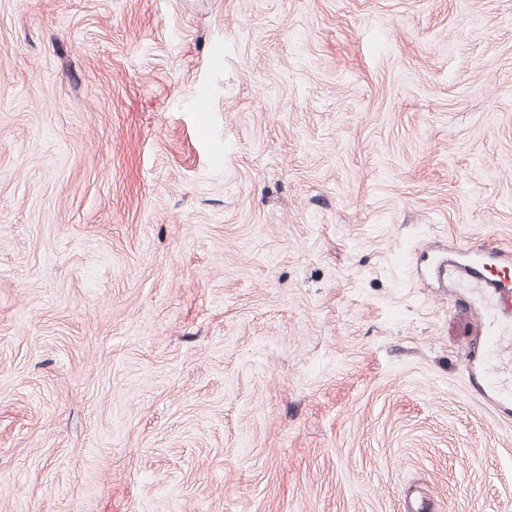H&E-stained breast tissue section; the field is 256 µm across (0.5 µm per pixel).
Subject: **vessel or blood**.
I'll use <instances>...</instances> for the list:
<instances>
[{
    "label": "vessel or blood",
    "mask_w": 512,
    "mask_h": 512,
    "mask_svg": "<svg viewBox=\"0 0 512 512\" xmlns=\"http://www.w3.org/2000/svg\"><path fill=\"white\" fill-rule=\"evenodd\" d=\"M440 281L454 280L481 288L490 300L498 327L488 328L474 356L484 370L470 379V389L484 403L499 412L512 410V386L499 381L489 369L497 358L512 369V338L500 335L499 327L512 325V251L503 248H469L449 254L437 266Z\"/></svg>",
    "instance_id": "obj_1"
}]
</instances>
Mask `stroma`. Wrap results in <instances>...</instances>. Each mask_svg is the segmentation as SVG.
<instances>
[{
    "label": "stroma",
    "instance_id": "stroma-1",
    "mask_svg": "<svg viewBox=\"0 0 512 512\" xmlns=\"http://www.w3.org/2000/svg\"><path fill=\"white\" fill-rule=\"evenodd\" d=\"M434 241L512 246V0H0V512H512Z\"/></svg>",
    "mask_w": 512,
    "mask_h": 512
}]
</instances>
